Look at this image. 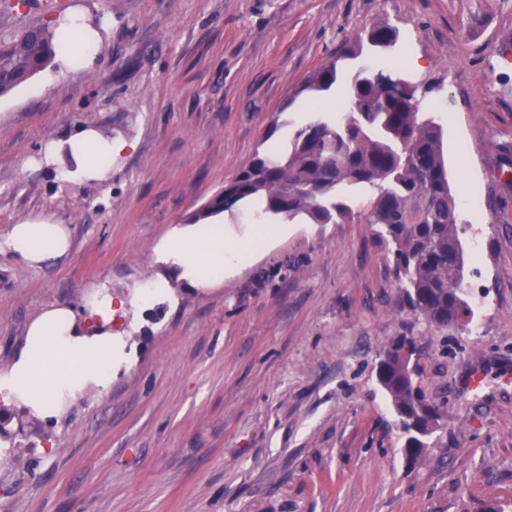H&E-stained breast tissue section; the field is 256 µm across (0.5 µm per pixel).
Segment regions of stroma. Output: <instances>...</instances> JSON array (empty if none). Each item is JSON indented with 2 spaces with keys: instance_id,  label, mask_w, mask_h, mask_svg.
Listing matches in <instances>:
<instances>
[{
  "instance_id": "stroma-1",
  "label": "stroma",
  "mask_w": 512,
  "mask_h": 512,
  "mask_svg": "<svg viewBox=\"0 0 512 512\" xmlns=\"http://www.w3.org/2000/svg\"><path fill=\"white\" fill-rule=\"evenodd\" d=\"M107 17L95 67L58 63L0 96V243L69 224L67 260L0 246V367L45 308L114 300L154 278L158 246L256 154L315 115L306 78L386 20L399 75L442 127L466 227L464 289L486 332L442 333L405 302L377 225L289 224L223 283L117 314L135 352L107 392L50 420L5 405L23 447L0 461V512H512V0H59ZM92 126L129 142L106 183L26 167ZM400 336L440 413L416 464L376 377ZM481 374L479 388L469 379ZM5 244L26 265L42 268L69 256L70 228L50 217L28 218L12 227Z\"/></svg>"
}]
</instances>
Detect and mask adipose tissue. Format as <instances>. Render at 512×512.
<instances>
[{"label":"adipose tissue","mask_w":512,"mask_h":512,"mask_svg":"<svg viewBox=\"0 0 512 512\" xmlns=\"http://www.w3.org/2000/svg\"><path fill=\"white\" fill-rule=\"evenodd\" d=\"M93 21L90 8L81 5L55 18L64 40L57 54L63 70L96 65L97 47L108 28ZM125 148L122 140L82 127L67 138L47 142L40 162L61 180L102 183L111 179L114 161ZM6 246L26 265L41 268L69 256L70 229L58 219L30 218L12 227ZM252 253L251 239L226 238L223 224L213 222L174 231L161 244L159 260L203 288L233 272ZM112 316V290L105 283L95 285L81 310L46 308L29 323L10 366L0 369V398L46 420L58 417L71 399L108 390L114 372L131 363L126 342L112 330Z\"/></svg>","instance_id":"adipose-tissue-1"}]
</instances>
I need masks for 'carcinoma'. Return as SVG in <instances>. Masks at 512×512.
Returning <instances> with one entry per match:
<instances>
[{
	"mask_svg": "<svg viewBox=\"0 0 512 512\" xmlns=\"http://www.w3.org/2000/svg\"><path fill=\"white\" fill-rule=\"evenodd\" d=\"M399 37L398 28L385 20L345 44L305 85L329 93L344 84L343 115L299 127L276 156L256 155L190 214L188 223L200 224L255 201L263 212L290 222L300 217L310 224H345L362 215L352 208L348 192L368 187L367 223L379 225L393 245L408 306L444 330L465 322L471 309L461 291V218L448 183L442 128L421 111L417 88L393 72V62L376 71L359 66L348 77L338 67L341 60L385 51ZM60 47L57 29L49 23L1 35L0 95L46 68ZM412 352L413 341L399 337L381 359L377 379L408 435L405 453L415 461L437 428L439 414L415 382Z\"/></svg>",
	"mask_w": 512,
	"mask_h": 512,
	"instance_id": "cac0c4a2",
	"label": "carcinoma"
}]
</instances>
